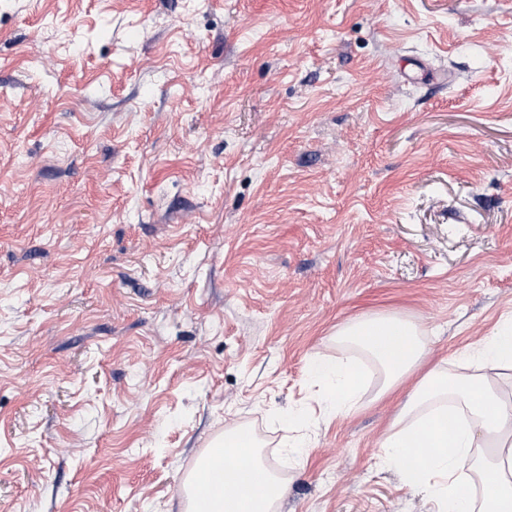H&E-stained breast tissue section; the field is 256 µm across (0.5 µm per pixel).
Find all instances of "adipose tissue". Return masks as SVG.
<instances>
[{"label":"adipose tissue","instance_id":"1","mask_svg":"<svg viewBox=\"0 0 512 512\" xmlns=\"http://www.w3.org/2000/svg\"><path fill=\"white\" fill-rule=\"evenodd\" d=\"M337 343L355 355H314L309 375L327 389L326 408L345 415L359 400L358 354L388 393L424 364L423 334L399 315H374L340 326ZM475 372L427 370L381 442L379 462L423 490L438 512H512V396L501 386L512 366V320L501 322L471 355ZM193 512H270L285 488L245 432L234 431L201 457Z\"/></svg>","mask_w":512,"mask_h":512}]
</instances>
